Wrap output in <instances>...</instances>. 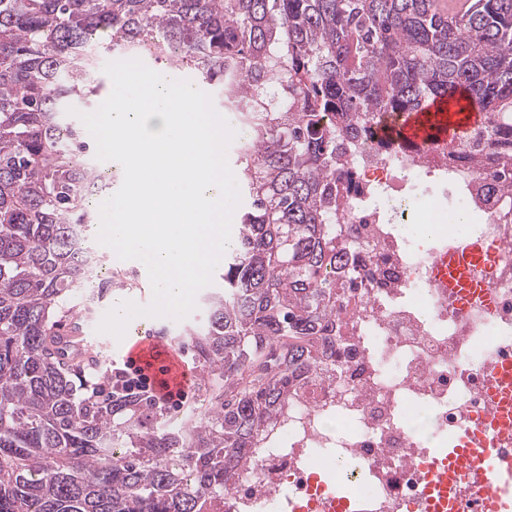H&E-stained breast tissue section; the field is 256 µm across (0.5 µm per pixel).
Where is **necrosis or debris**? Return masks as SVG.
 I'll use <instances>...</instances> for the list:
<instances>
[{
	"label": "necrosis or debris",
	"instance_id": "obj_1",
	"mask_svg": "<svg viewBox=\"0 0 512 512\" xmlns=\"http://www.w3.org/2000/svg\"><path fill=\"white\" fill-rule=\"evenodd\" d=\"M342 204L329 218L336 314L298 369L249 460L232 470L224 512H512V472L494 470L495 508L473 473L433 472L459 439L494 438L512 459V188L497 158L447 145L417 150L362 133L345 145ZM474 224L461 227V216ZM439 231L419 240L414 225ZM84 281L112 277L74 225ZM491 248L466 297L437 282L442 257Z\"/></svg>",
	"mask_w": 512,
	"mask_h": 512
}]
</instances>
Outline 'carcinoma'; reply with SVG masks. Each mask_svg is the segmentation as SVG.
<instances>
[{
	"label": "carcinoma",
	"mask_w": 512,
	"mask_h": 512,
	"mask_svg": "<svg viewBox=\"0 0 512 512\" xmlns=\"http://www.w3.org/2000/svg\"><path fill=\"white\" fill-rule=\"evenodd\" d=\"M123 48L252 102L224 290L184 332L208 406L182 431L158 409L142 430L141 396L88 388L52 349L59 314L81 317L70 227L98 176L67 105L97 95L98 51ZM459 91L485 113L463 135L473 154H511L512 0H474L455 24L435 0H0V512H210L335 305L344 141Z\"/></svg>",
	"instance_id": "cac0c4a2"
}]
</instances>
